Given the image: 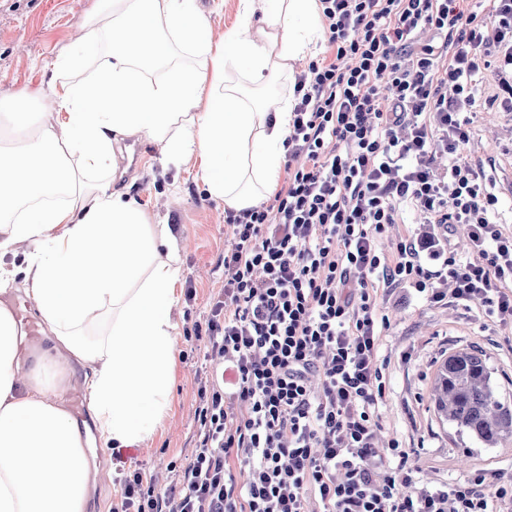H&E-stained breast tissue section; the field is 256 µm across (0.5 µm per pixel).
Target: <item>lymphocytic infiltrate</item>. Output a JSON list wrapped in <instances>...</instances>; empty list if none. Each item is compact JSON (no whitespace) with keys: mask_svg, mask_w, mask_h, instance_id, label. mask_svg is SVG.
Returning <instances> with one entry per match:
<instances>
[{"mask_svg":"<svg viewBox=\"0 0 512 512\" xmlns=\"http://www.w3.org/2000/svg\"><path fill=\"white\" fill-rule=\"evenodd\" d=\"M319 3L287 181L227 216L195 451L165 490L124 478L112 512H512L511 474L428 486L379 437L388 295L512 325V229L467 116L512 112V0Z\"/></svg>","mask_w":512,"mask_h":512,"instance_id":"1","label":"lymphocytic infiltrate"}]
</instances>
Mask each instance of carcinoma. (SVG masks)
<instances>
[{
  "label": "carcinoma",
  "mask_w": 512,
  "mask_h": 512,
  "mask_svg": "<svg viewBox=\"0 0 512 512\" xmlns=\"http://www.w3.org/2000/svg\"><path fill=\"white\" fill-rule=\"evenodd\" d=\"M429 401L457 433L485 448L512 440V404L501 396L487 358L478 350L448 354L436 369Z\"/></svg>",
  "instance_id": "cac0c4a2"
}]
</instances>
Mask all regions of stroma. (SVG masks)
Returning <instances> with one entry per match:
<instances>
[{
	"mask_svg": "<svg viewBox=\"0 0 512 512\" xmlns=\"http://www.w3.org/2000/svg\"><path fill=\"white\" fill-rule=\"evenodd\" d=\"M99 0H0V101L9 100L21 87H42L51 95L45 62L68 46L79 28L97 11ZM470 117L476 138L496 157L494 177L500 191L512 186V115L492 114L477 103ZM154 144L129 138L116 149L117 186H130L138 204L148 213L163 212L175 232L186 237L177 288V360L171 405L154 433L139 443L134 458L102 456L112 470V482L96 487L86 512H105L120 494V480L139 470L156 478L158 488L173 480V467L184 464L196 446L195 409L199 402V372L207 366V350L195 336L196 324L205 322L224 287L225 242L231 235L223 203L212 199L194 179L193 161L168 167L156 162ZM395 319L383 340L381 353L389 358L387 398L381 409L386 430L397 434L406 447L417 449L425 475L434 482L462 478L461 461L489 469L512 471V444L484 448L441 424L427 404V391L437 363L449 352L470 346L482 349L501 395L512 401V350L501 329L486 330L466 311L427 305L413 298L389 302Z\"/></svg>",
	"mask_w": 512,
	"mask_h": 512,
	"instance_id": "obj_1",
	"label": "stroma"
}]
</instances>
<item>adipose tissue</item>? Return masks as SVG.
Masks as SVG:
<instances>
[{"label":"adipose tissue","instance_id":"ef3b65f1","mask_svg":"<svg viewBox=\"0 0 512 512\" xmlns=\"http://www.w3.org/2000/svg\"><path fill=\"white\" fill-rule=\"evenodd\" d=\"M83 33L50 63L80 69L108 43L90 79L0 101V288L20 283L50 346L20 356L13 312L0 306V512H84L98 481L81 429L57 402L64 361L85 369L103 445L150 437L171 403L174 319L185 240L153 223L116 188L114 146L144 137L160 164L196 161V180L225 210L258 206L277 189L291 101L260 89L293 74L323 39L318 0H239L241 27L213 39L198 0H102ZM243 70L248 83L230 79ZM80 170H73L71 157ZM97 173L83 185L78 171Z\"/></svg>","mask_w":512,"mask_h":512}]
</instances>
